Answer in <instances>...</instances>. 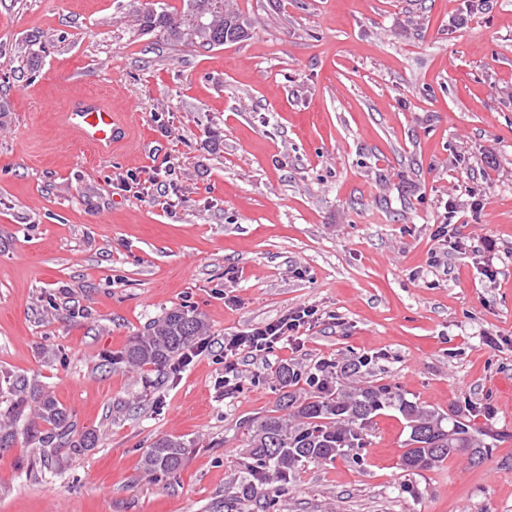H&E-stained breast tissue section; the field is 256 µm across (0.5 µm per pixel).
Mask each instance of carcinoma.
Masks as SVG:
<instances>
[{"mask_svg": "<svg viewBox=\"0 0 512 512\" xmlns=\"http://www.w3.org/2000/svg\"><path fill=\"white\" fill-rule=\"evenodd\" d=\"M147 29L183 45L215 48L243 40L247 27L233 0H183L182 10L171 14L161 6L142 16ZM208 323L194 311L174 308L149 323L145 332L129 339L120 352V362L130 368L150 367L163 371L207 334ZM277 411L253 420L248 427L247 455L238 494L252 500L266 490L288 482L309 463L325 464L338 458H359L374 418L386 411L398 412L409 435L401 457L404 470L419 472L441 466L448 458L465 454L481 461L487 454L484 433L459 420L458 411L440 412L389 384H332L316 375L308 377L311 391L297 389L299 378L290 366L279 373ZM13 402L7 412L11 421L0 424V452L16 442L13 422L25 421L28 443L41 450L40 462L61 468L73 455L96 447L91 430L80 431L73 414L51 393L23 376L8 379ZM192 443L174 436L155 440L146 449L141 467L150 474L178 472Z\"/></svg>", "mask_w": 512, "mask_h": 512, "instance_id": "1", "label": "carcinoma"}]
</instances>
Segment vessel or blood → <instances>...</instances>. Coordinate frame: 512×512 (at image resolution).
Returning a JSON list of instances; mask_svg holds the SVG:
<instances>
[{
  "label": "vessel or blood",
  "mask_w": 512,
  "mask_h": 512,
  "mask_svg": "<svg viewBox=\"0 0 512 512\" xmlns=\"http://www.w3.org/2000/svg\"><path fill=\"white\" fill-rule=\"evenodd\" d=\"M65 122L78 138L102 152L110 150L123 133L118 113L109 104L96 99L75 102L66 112Z\"/></svg>",
  "instance_id": "b4317fda"
}]
</instances>
